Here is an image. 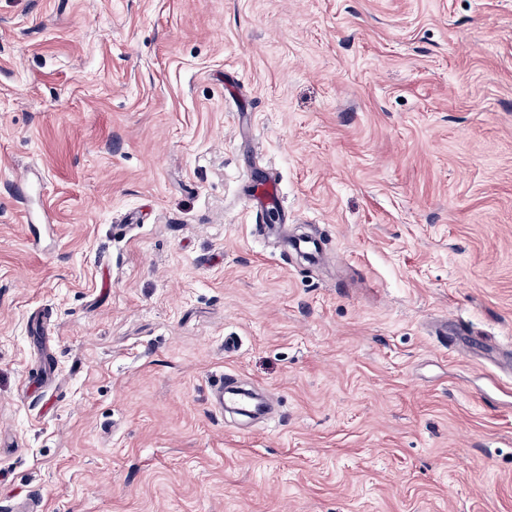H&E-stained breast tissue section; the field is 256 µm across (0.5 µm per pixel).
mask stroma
Returning a JSON list of instances; mask_svg holds the SVG:
<instances>
[{
	"label": "stroma",
	"mask_w": 512,
	"mask_h": 512,
	"mask_svg": "<svg viewBox=\"0 0 512 512\" xmlns=\"http://www.w3.org/2000/svg\"><path fill=\"white\" fill-rule=\"evenodd\" d=\"M494 343L512 0H0V512H512ZM238 377L233 373H224L223 380L216 382L212 387V394L215 404L220 408L229 406H241L247 409L250 405L251 397L254 395L251 390H247L238 385Z\"/></svg>",
	"instance_id": "35a3bbf8"
}]
</instances>
